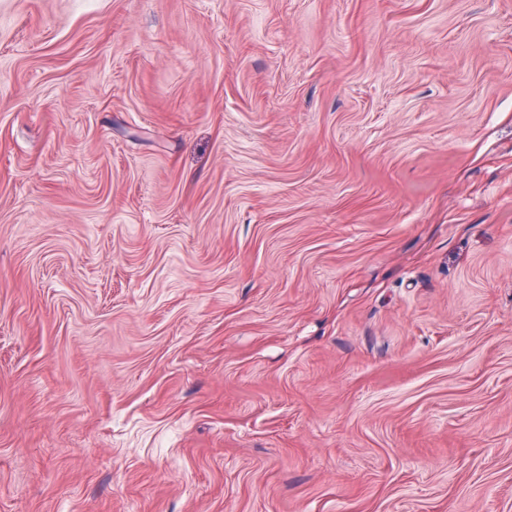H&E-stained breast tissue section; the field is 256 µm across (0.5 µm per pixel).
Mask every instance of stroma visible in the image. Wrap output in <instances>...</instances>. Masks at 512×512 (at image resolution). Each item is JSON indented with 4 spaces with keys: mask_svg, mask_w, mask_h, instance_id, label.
<instances>
[{
    "mask_svg": "<svg viewBox=\"0 0 512 512\" xmlns=\"http://www.w3.org/2000/svg\"><path fill=\"white\" fill-rule=\"evenodd\" d=\"M0 512H512V0H0Z\"/></svg>",
    "mask_w": 512,
    "mask_h": 512,
    "instance_id": "obj_1",
    "label": "stroma"
}]
</instances>
